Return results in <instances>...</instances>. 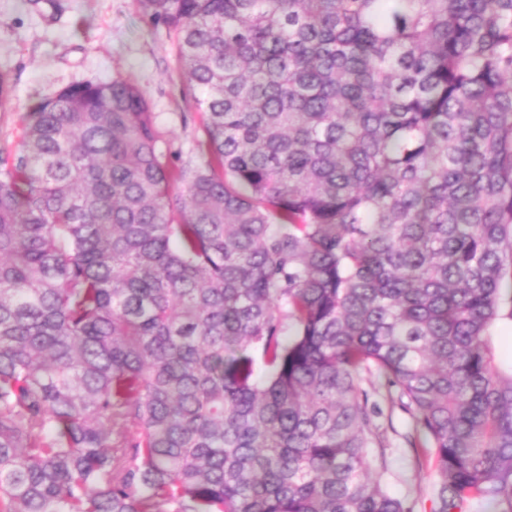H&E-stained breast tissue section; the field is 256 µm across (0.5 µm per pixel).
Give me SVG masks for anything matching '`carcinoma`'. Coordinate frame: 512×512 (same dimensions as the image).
I'll return each instance as SVG.
<instances>
[{
    "instance_id": "1",
    "label": "carcinoma",
    "mask_w": 512,
    "mask_h": 512,
    "mask_svg": "<svg viewBox=\"0 0 512 512\" xmlns=\"http://www.w3.org/2000/svg\"><path fill=\"white\" fill-rule=\"evenodd\" d=\"M137 6L202 136L112 78L0 154V512H414L365 372L512 512V0ZM495 362L507 368L512 365V320L502 317L498 320L493 336Z\"/></svg>"
}]
</instances>
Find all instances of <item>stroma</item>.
Segmentation results:
<instances>
[{
  "instance_id": "obj_1",
  "label": "stroma",
  "mask_w": 512,
  "mask_h": 512,
  "mask_svg": "<svg viewBox=\"0 0 512 512\" xmlns=\"http://www.w3.org/2000/svg\"><path fill=\"white\" fill-rule=\"evenodd\" d=\"M0 72L10 89L8 109L0 111L2 149L17 144L36 102L73 83L116 77L141 88L172 150L195 146L199 112L183 97L176 38L151 26L136 0H0ZM365 388L388 446L382 456L370 451L371 467L386 464L388 492L414 500L415 512H431L435 469L407 443L410 412L379 383Z\"/></svg>"
}]
</instances>
